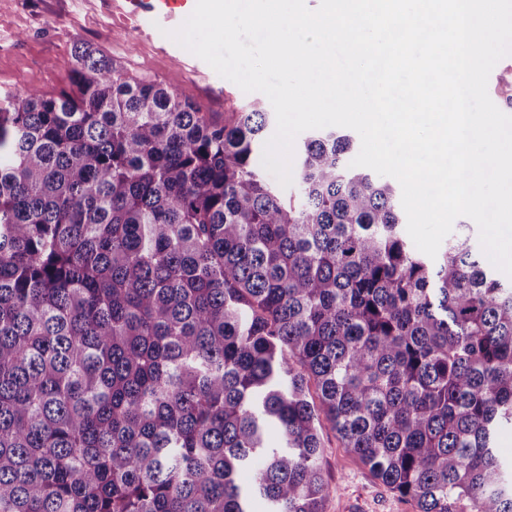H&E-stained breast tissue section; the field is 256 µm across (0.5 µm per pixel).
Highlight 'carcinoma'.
Listing matches in <instances>:
<instances>
[{
	"label": "carcinoma",
	"instance_id": "obj_1",
	"mask_svg": "<svg viewBox=\"0 0 512 512\" xmlns=\"http://www.w3.org/2000/svg\"><path fill=\"white\" fill-rule=\"evenodd\" d=\"M74 58L0 100V512H323L325 422L416 512H512V278L417 253L353 136L293 196L258 104Z\"/></svg>",
	"mask_w": 512,
	"mask_h": 512
}]
</instances>
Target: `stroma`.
<instances>
[{
	"mask_svg": "<svg viewBox=\"0 0 512 512\" xmlns=\"http://www.w3.org/2000/svg\"><path fill=\"white\" fill-rule=\"evenodd\" d=\"M162 32L139 38L104 0H0V93L36 89L56 94L69 89L76 43L85 42L134 75L161 81L201 104L216 117L254 101L260 92H243L216 72L208 83L188 77L199 59L184 48L162 53ZM323 467L334 488L325 512H415L412 502L391 491L357 458L342 448L333 431L325 433Z\"/></svg>",
	"mask_w": 512,
	"mask_h": 512,
	"instance_id": "1",
	"label": "stroma"
}]
</instances>
